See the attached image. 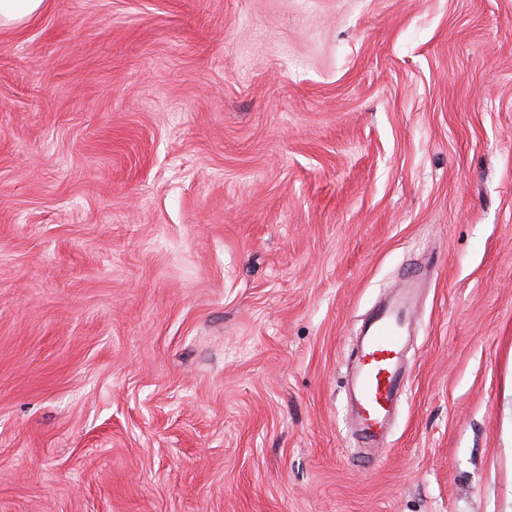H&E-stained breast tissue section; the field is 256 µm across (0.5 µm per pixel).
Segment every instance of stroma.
Listing matches in <instances>:
<instances>
[{"instance_id": "obj_1", "label": "stroma", "mask_w": 512, "mask_h": 512, "mask_svg": "<svg viewBox=\"0 0 512 512\" xmlns=\"http://www.w3.org/2000/svg\"><path fill=\"white\" fill-rule=\"evenodd\" d=\"M426 264L368 470L352 334ZM0 512H512V0L0 26Z\"/></svg>"}]
</instances>
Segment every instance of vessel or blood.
Segmentation results:
<instances>
[{"label":"vessel or blood","mask_w":512,"mask_h":512,"mask_svg":"<svg viewBox=\"0 0 512 512\" xmlns=\"http://www.w3.org/2000/svg\"><path fill=\"white\" fill-rule=\"evenodd\" d=\"M417 290V277H406L357 333L350 406L358 443L370 451L364 459L370 466L379 461L392 413L409 383L404 358Z\"/></svg>","instance_id":"1"}]
</instances>
